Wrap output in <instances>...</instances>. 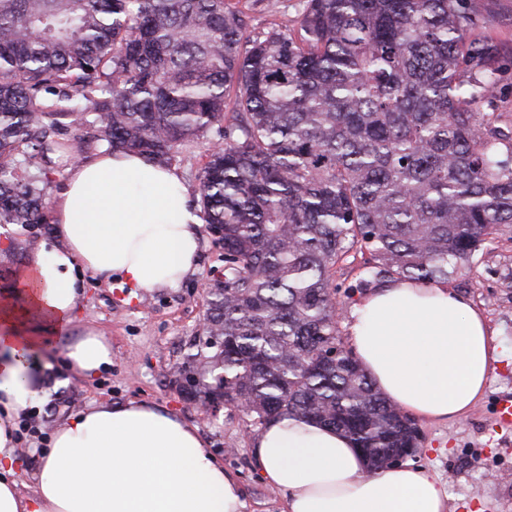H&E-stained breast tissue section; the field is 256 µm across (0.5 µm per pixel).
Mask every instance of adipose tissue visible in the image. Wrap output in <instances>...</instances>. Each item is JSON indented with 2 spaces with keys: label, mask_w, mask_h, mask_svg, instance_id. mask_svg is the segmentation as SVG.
I'll list each match as a JSON object with an SVG mask.
<instances>
[{
  "label": "adipose tissue",
  "mask_w": 512,
  "mask_h": 512,
  "mask_svg": "<svg viewBox=\"0 0 512 512\" xmlns=\"http://www.w3.org/2000/svg\"><path fill=\"white\" fill-rule=\"evenodd\" d=\"M53 233L0 293V512H244L237 477L197 427L167 408L100 403L60 419L29 491L14 421L42 399L52 340L74 327L86 276L135 291L175 288L198 266L200 229L173 169L101 148L65 162ZM353 350L384 397L411 417H464L484 396L502 355L482 315L444 284L402 280L353 310ZM87 379L112 363V345L86 331L64 348ZM255 465L284 499L283 512H447L439 478L407 462L371 474L334 429L301 418L269 422Z\"/></svg>",
  "instance_id": "adipose-tissue-1"
}]
</instances>
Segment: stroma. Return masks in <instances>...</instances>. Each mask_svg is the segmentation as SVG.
Segmentation results:
<instances>
[{
    "instance_id": "35a3bbf8",
    "label": "stroma",
    "mask_w": 512,
    "mask_h": 512,
    "mask_svg": "<svg viewBox=\"0 0 512 512\" xmlns=\"http://www.w3.org/2000/svg\"><path fill=\"white\" fill-rule=\"evenodd\" d=\"M224 278V252L209 231L201 233L196 272L179 287L140 292L133 302L114 297L116 284L89 279L80 304L79 325L99 331L112 344V365L91 379L68 378L63 368L65 339L55 340L46 371L44 402L26 421L33 431L17 452L27 471L40 465V450L65 414L101 401L158 404L196 425L216 458L237 473L245 493V512H282V496L264 484L252 462L253 432L236 410L210 414L182 399L173 383L200 334L207 309V288ZM484 316L504 356L495 361L486 394L460 420L420 422L421 444L415 464L429 468L448 492V512H512V430L496 426L490 406L512 393V230L478 251L472 262L447 280Z\"/></svg>"
}]
</instances>
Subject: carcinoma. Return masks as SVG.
Instances as JSON below:
<instances>
[{"label": "carcinoma", "mask_w": 512, "mask_h": 512, "mask_svg": "<svg viewBox=\"0 0 512 512\" xmlns=\"http://www.w3.org/2000/svg\"><path fill=\"white\" fill-rule=\"evenodd\" d=\"M484 23L470 0H303L291 28L237 0H0V224L47 223L58 153L167 166L212 136L195 203L224 281L183 397L310 419L386 469L418 425L343 345L336 295L446 280L512 227V47Z\"/></svg>", "instance_id": "cac0c4a2"}]
</instances>
